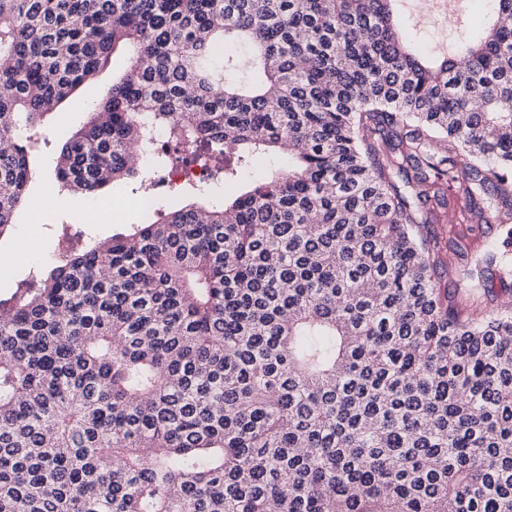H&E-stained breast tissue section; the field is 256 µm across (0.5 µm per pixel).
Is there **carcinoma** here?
<instances>
[{
	"mask_svg": "<svg viewBox=\"0 0 512 512\" xmlns=\"http://www.w3.org/2000/svg\"><path fill=\"white\" fill-rule=\"evenodd\" d=\"M398 0H0V233L22 136L132 49L61 147L80 196L148 130L236 185L0 297V512H512V309L441 286L455 188L512 219V0L416 50Z\"/></svg>",
	"mask_w": 512,
	"mask_h": 512,
	"instance_id": "carcinoma-1",
	"label": "carcinoma"
}]
</instances>
